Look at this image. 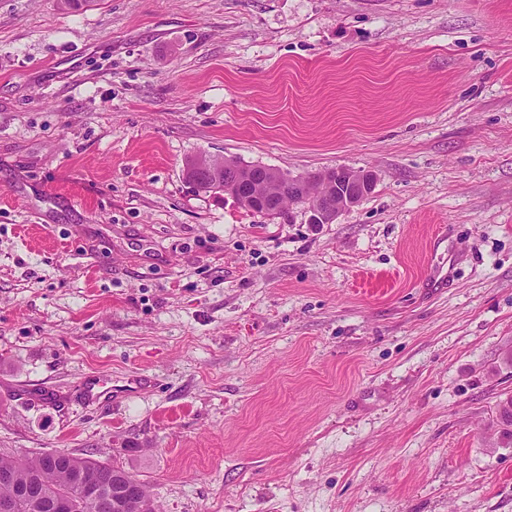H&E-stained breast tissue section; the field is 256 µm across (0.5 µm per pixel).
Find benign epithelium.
<instances>
[{
    "instance_id": "7a95c632",
    "label": "benign epithelium",
    "mask_w": 512,
    "mask_h": 512,
    "mask_svg": "<svg viewBox=\"0 0 512 512\" xmlns=\"http://www.w3.org/2000/svg\"><path fill=\"white\" fill-rule=\"evenodd\" d=\"M193 182H207L218 171H224V195L251 210L273 211L280 214L284 203L300 205L309 213L308 223L332 224L343 212L357 205L374 186L372 174L363 170L337 167L321 173L324 189L315 194L310 189V180L304 175L292 176L275 169L261 166L245 167L233 158L197 160L191 163ZM276 180L281 184V193L261 198L255 188L266 181ZM76 485L81 497L76 500V508L81 512H106L119 509L118 501L105 492L103 484L97 480L79 475ZM43 497L41 487L26 484L16 488L13 497L0 501V512H17L30 501Z\"/></svg>"
}]
</instances>
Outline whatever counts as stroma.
Wrapping results in <instances>:
<instances>
[{
    "label": "stroma",
    "instance_id": "1",
    "mask_svg": "<svg viewBox=\"0 0 512 512\" xmlns=\"http://www.w3.org/2000/svg\"><path fill=\"white\" fill-rule=\"evenodd\" d=\"M197 154L377 180L315 228ZM510 397L512 0H0V455L160 512H512Z\"/></svg>",
    "mask_w": 512,
    "mask_h": 512
}]
</instances>
